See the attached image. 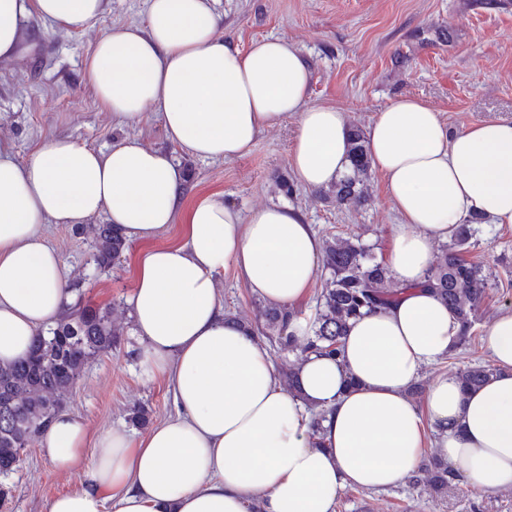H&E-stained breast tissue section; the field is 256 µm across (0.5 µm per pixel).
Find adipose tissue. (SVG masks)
I'll list each match as a JSON object with an SVG mask.
<instances>
[{"label": "adipose tissue", "instance_id": "1", "mask_svg": "<svg viewBox=\"0 0 512 512\" xmlns=\"http://www.w3.org/2000/svg\"><path fill=\"white\" fill-rule=\"evenodd\" d=\"M215 0H149L144 24H116L95 42L84 78L112 124L157 116L191 157L232 160L288 115L298 185L328 187L348 166V127L309 102L312 74L297 45L261 38L240 47L216 35ZM109 0H0V63L28 53L31 19L81 32ZM372 168L398 222L386 263L404 288L388 309L363 312L339 358L309 354L299 392L285 389L269 346L225 315L215 278L226 267L267 305L307 301L321 242L288 205L241 212L217 195L183 206L188 173L168 151L134 137L94 150L53 137L18 160L0 139V363L25 358L70 301L48 224L106 215L125 239L148 242L128 297L147 377H163L175 416L136 435H90L59 413L41 438L56 468L83 469L80 490L46 512H336L348 487L384 491L416 475L435 451L475 488H512V310L490 325L496 368L481 386L436 377L423 402L409 390L423 366L448 356L459 324L425 285L435 243L473 214L512 224V121L451 130L425 102L403 97L368 126ZM180 242L153 246L171 225ZM324 412L319 432L312 411Z\"/></svg>", "mask_w": 512, "mask_h": 512}]
</instances>
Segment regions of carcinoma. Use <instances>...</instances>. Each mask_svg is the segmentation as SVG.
I'll return each mask as SVG.
<instances>
[{
	"label": "carcinoma",
	"instance_id": "carcinoma-1",
	"mask_svg": "<svg viewBox=\"0 0 512 512\" xmlns=\"http://www.w3.org/2000/svg\"><path fill=\"white\" fill-rule=\"evenodd\" d=\"M364 131L350 128V169L331 185L326 195L338 205L360 207L367 201V181L371 165L365 151ZM473 218L462 225L452 243L432 261L426 284L443 301L460 325L457 343L472 339L476 314L486 296V282L479 264L465 259L464 247L472 236ZM126 248L122 237L110 224L94 225L93 259L104 268ZM328 273L312 325V335L298 340L286 333L293 310L262 306L260 318L245 327L259 338H274L284 353L304 356L312 352L339 356L349 322L363 311L384 308L401 294L388 267L376 260L372 250L358 236L325 240L322 257ZM76 300L55 326L38 335L29 356L21 361L0 363V408L10 402L13 421L0 422V474L12 472L19 462V450L30 446L46 431L47 421L62 411L88 360L108 353L124 335L112 319V312L83 301L81 289L74 287ZM494 373L489 365L471 364L458 372L466 386H478ZM426 481L435 492L457 485L448 465L430 456L414 483Z\"/></svg>",
	"mask_w": 512,
	"mask_h": 512
}]
</instances>
